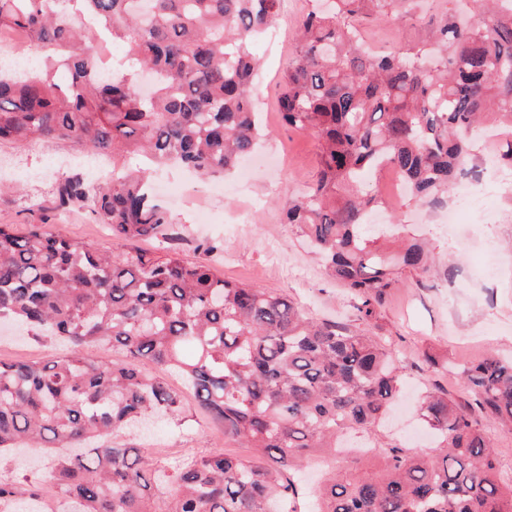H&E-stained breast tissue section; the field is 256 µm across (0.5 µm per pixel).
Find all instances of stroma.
I'll use <instances>...</instances> for the list:
<instances>
[{"mask_svg":"<svg viewBox=\"0 0 512 512\" xmlns=\"http://www.w3.org/2000/svg\"><path fill=\"white\" fill-rule=\"evenodd\" d=\"M437 3L407 0L402 19L370 23L369 46L384 53L409 42L418 25L436 20ZM309 5L310 0H282L276 21L282 37L276 50L266 51L261 41L254 46L260 67L253 95L266 135L258 149L262 160L249 180H201L169 167L156 175L165 186L157 198L180 228L182 253L189 261L208 263L225 279L283 294L315 317L338 320L393 343L400 354L404 388L374 440L432 456L437 441L414 410L418 394L437 386L465 401L458 379L463 366L491 351L512 357V197H505L496 185L501 164L494 160L480 185L479 208L459 209L453 229L438 224L436 208L407 198L390 209L383 219L390 235L424 240L434 260L424 273L403 270L397 287L387 292L373 316L359 319L352 296L325 276L297 229L284 223L280 204L285 196L311 186L317 173V139L282 125L277 112L298 21ZM108 170V165L88 163L83 150L66 140L2 141L0 180L7 188L0 191V224L22 233L44 224L105 251H133L135 243L114 238L87 208L57 206V188L65 178L76 176L95 186ZM204 240L219 243V251H200ZM58 350L49 336L0 334L1 361L36 362ZM431 358L438 361L439 370L429 369ZM121 438L129 446L148 449L161 463L220 448L243 458L255 455L253 449L225 442L221 428L189 394L179 417L158 420L142 432H122Z\"/></svg>","mask_w":512,"mask_h":512,"instance_id":"obj_1","label":"stroma"}]
</instances>
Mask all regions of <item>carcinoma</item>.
I'll return each mask as SVG.
<instances>
[{
  "mask_svg": "<svg viewBox=\"0 0 512 512\" xmlns=\"http://www.w3.org/2000/svg\"><path fill=\"white\" fill-rule=\"evenodd\" d=\"M70 4L91 21L78 30ZM0 0V31L22 30L62 73L0 70V140L60 138L103 156L143 152L200 176L223 175L261 137L250 88L254 41L281 0ZM450 0L428 36L399 51L363 48L370 19L402 13L403 0H314L299 20L278 100L282 122L319 142L317 178L288 196L286 223L368 318L398 271H426L421 242L389 254L368 237L382 206L358 183L385 163L410 199L435 205L476 172L481 118L503 129L497 159L512 168V12L500 0L469 14ZM100 38L134 61L100 75ZM150 172H112L87 189L67 178L62 207L86 206L124 241L157 251L112 255L35 226L0 224V320L70 346L40 362H0V453L66 449L48 481L0 479L12 512H301L295 474L312 452L371 433L401 386L400 358L375 337L316 319L286 296L216 276L181 255V232L149 193ZM121 352L97 361L86 345ZM153 364L177 371L224 439L261 461L215 451L169 465L108 437L153 414L178 415L182 392ZM470 400L426 393L420 415L438 454L382 445V466L344 460L315 512H512V478L496 467L482 421L512 429V358L493 352L461 369Z\"/></svg>",
  "mask_w": 512,
  "mask_h": 512,
  "instance_id": "obj_1",
  "label": "carcinoma"
}]
</instances>
